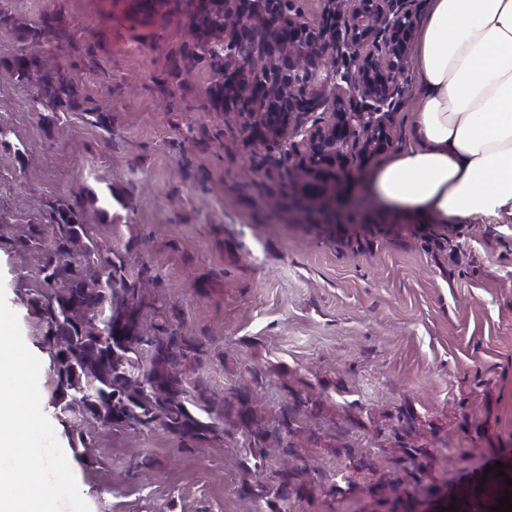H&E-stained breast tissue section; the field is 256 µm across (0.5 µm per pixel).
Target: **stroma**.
<instances>
[{"label":"stroma","instance_id":"obj_1","mask_svg":"<svg viewBox=\"0 0 512 512\" xmlns=\"http://www.w3.org/2000/svg\"><path fill=\"white\" fill-rule=\"evenodd\" d=\"M205 0H0V73L27 48L21 29L54 20V62L76 108L42 118L26 86L0 80V283L40 359L53 416L45 329L27 304L42 253L21 249L62 197L93 198L97 239L128 279L154 278L196 349L223 429L184 441L162 428L54 423L91 512H487L512 461V224H418L363 188L353 163L333 205L313 204L287 147L253 139L215 108L219 81L197 35ZM419 105L408 72L394 148ZM107 115L98 124L96 112ZM255 400L245 427L231 407ZM299 413L282 444L256 446L281 407ZM91 443L84 455L73 447ZM254 457L251 471L240 459ZM308 464L299 493L275 490L286 457Z\"/></svg>","mask_w":512,"mask_h":512}]
</instances>
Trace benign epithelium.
<instances>
[{
	"instance_id": "1",
	"label": "benign epithelium",
	"mask_w": 512,
	"mask_h": 512,
	"mask_svg": "<svg viewBox=\"0 0 512 512\" xmlns=\"http://www.w3.org/2000/svg\"><path fill=\"white\" fill-rule=\"evenodd\" d=\"M304 18L296 0H218L224 43L203 50L221 62L224 111L252 136L300 154V171L326 191L356 159L392 145L391 114L414 39V0H320ZM325 116L305 126L304 116Z\"/></svg>"
}]
</instances>
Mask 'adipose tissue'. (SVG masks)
<instances>
[{
	"label": "adipose tissue",
	"mask_w": 512,
	"mask_h": 512,
	"mask_svg": "<svg viewBox=\"0 0 512 512\" xmlns=\"http://www.w3.org/2000/svg\"><path fill=\"white\" fill-rule=\"evenodd\" d=\"M409 143L367 191L423 224H512V0H425Z\"/></svg>",
	"instance_id": "ef3b65f1"
}]
</instances>
